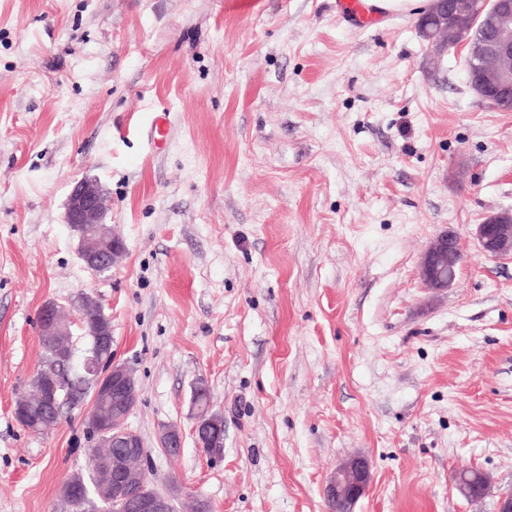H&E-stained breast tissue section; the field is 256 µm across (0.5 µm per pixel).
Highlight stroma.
<instances>
[{
    "instance_id": "35a3bbf8",
    "label": "stroma",
    "mask_w": 512,
    "mask_h": 512,
    "mask_svg": "<svg viewBox=\"0 0 512 512\" xmlns=\"http://www.w3.org/2000/svg\"><path fill=\"white\" fill-rule=\"evenodd\" d=\"M417 24L360 29L336 0H0V512H70L64 478L91 471L83 409L39 433L13 416L38 308L82 291L112 318L139 387L129 424L177 512L198 496L329 512L325 485L355 456L372 482L354 512H496L512 489V258L475 230L512 209V112ZM85 177L126 248L100 275L64 222ZM448 227L464 259L433 294L418 264ZM200 381L224 416L217 455L195 440ZM461 467L490 493L461 497ZM466 476L468 478H471L473 483H480L483 480H485L487 476L479 469H469L466 475L460 474L458 471H455L452 476L453 486L460 487L461 489H463L469 495L470 499L477 500L483 498L489 491V485L486 482H483V484L479 488L475 486L473 488L475 490V494H473L471 493L470 488L468 490L466 489V487L468 486V484L465 482L467 481Z\"/></svg>"
}]
</instances>
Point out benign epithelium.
Masks as SVG:
<instances>
[{
  "label": "benign epithelium",
  "instance_id": "benign-epithelium-1",
  "mask_svg": "<svg viewBox=\"0 0 512 512\" xmlns=\"http://www.w3.org/2000/svg\"><path fill=\"white\" fill-rule=\"evenodd\" d=\"M420 35L439 48L462 46L467 50L469 83L481 98L498 108L512 109V0H436V13L419 27ZM111 200L95 179L77 182L69 195L65 219L79 234L80 257L95 274L109 271L125 251L122 240L106 223ZM476 238L481 251L491 258H512V210L487 216L477 225ZM462 262L457 233L451 229L439 232L422 254L419 275L424 288L432 293L448 290ZM74 318L65 320L55 302L44 304L37 312L40 336L45 347L55 351L68 366L64 377L71 374L84 379L90 403L100 408L87 412L85 430L92 448H118L116 472L107 473L96 487L95 497L112 503L117 512H174L173 499L149 490V452L141 436L128 424L136 407L139 391L134 371L112 357V321L100 301L81 293L70 302ZM86 337L83 354L74 360V330ZM63 381L45 388L56 419H61V405L66 396L58 394ZM209 397L203 383L193 391L196 443L217 454L224 438L212 436L209 424L216 413L199 409L202 399ZM160 444L172 452L182 447L181 431L166 426L160 433ZM371 482L368 463L354 458L340 466L326 487V499L338 506V512H354V507ZM453 486L481 499L489 491L484 483L471 491L466 475L454 472ZM65 501L75 512L87 508L88 493L80 475L72 476L61 488Z\"/></svg>",
  "mask_w": 512,
  "mask_h": 512
}]
</instances>
